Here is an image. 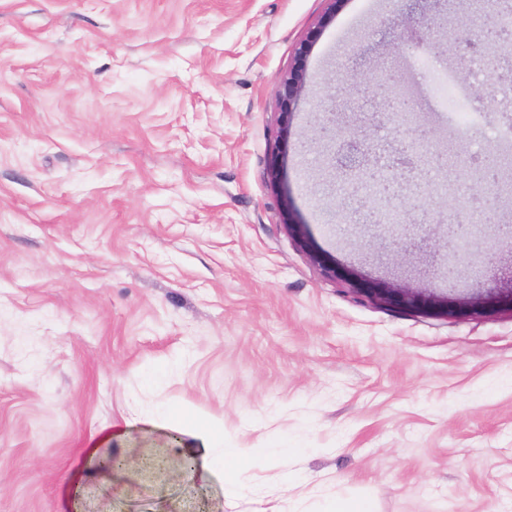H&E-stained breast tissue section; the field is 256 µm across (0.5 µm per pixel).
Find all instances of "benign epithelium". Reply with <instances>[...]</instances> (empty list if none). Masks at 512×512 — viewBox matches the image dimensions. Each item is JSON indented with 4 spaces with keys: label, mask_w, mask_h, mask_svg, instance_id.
I'll use <instances>...</instances> for the list:
<instances>
[{
    "label": "benign epithelium",
    "mask_w": 512,
    "mask_h": 512,
    "mask_svg": "<svg viewBox=\"0 0 512 512\" xmlns=\"http://www.w3.org/2000/svg\"><path fill=\"white\" fill-rule=\"evenodd\" d=\"M308 48L299 49L294 66L283 75L277 84V96L281 104L290 109L302 97L306 79V57ZM375 84L384 92L382 112L399 126L411 131L413 138L402 147L400 163L412 169L428 174L432 168L442 167V154L427 156L419 151L421 142L428 139V133L419 124L416 100L402 90L403 76L397 71L381 72L373 75ZM313 121L320 132V140L327 149L326 159L334 169H339L355 180L348 183L345 191L354 195L365 188L371 192V214L376 221H386L392 228V239L395 242L412 240L410 225L402 223L401 214L387 208L394 180L383 174L380 164L378 145L365 136L346 135L336 127V104H322L313 111ZM468 181L476 186L497 191L502 181L500 168L489 164L473 161L465 164ZM432 234L438 238V244L444 251V262L441 265L440 277L444 283L442 288H433L428 294L429 307L443 315H456L454 295L462 291L464 274L459 266L460 254L475 246L482 238L481 229L472 225L468 228L460 224H437ZM512 253V224H503L499 228L496 246L484 250L481 261L484 265L495 263L499 251ZM353 290L362 297L382 304L397 303L406 308L419 306L422 294L406 284H395L391 288H362L353 284ZM98 466L107 474L126 472L133 466V460L115 454L102 458Z\"/></svg>",
    "instance_id": "benign-epithelium-1"
}]
</instances>
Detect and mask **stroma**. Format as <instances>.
<instances>
[{"mask_svg":"<svg viewBox=\"0 0 512 512\" xmlns=\"http://www.w3.org/2000/svg\"><path fill=\"white\" fill-rule=\"evenodd\" d=\"M512 0H0V512H321L326 496L377 512H512V308L444 317L361 300L288 234L291 198L337 267L387 285L434 288L430 224L512 222V194L466 180L464 161L512 154V122L464 116V90L512 89L457 67ZM432 27L447 56L415 51ZM308 44L305 96L290 118L284 179L272 147L279 78ZM397 70L445 153L439 190L391 200L419 246L366 230L311 112L335 97L348 133L387 146L381 96L351 78ZM470 191L460 214L446 187ZM459 298L512 277V254L482 266ZM163 380L146 385L147 372ZM214 459L287 437L299 456L179 481L143 472L111 484L82 453L194 447Z\"/></svg>","mask_w":512,"mask_h":512,"instance_id":"1","label":"stroma"}]
</instances>
